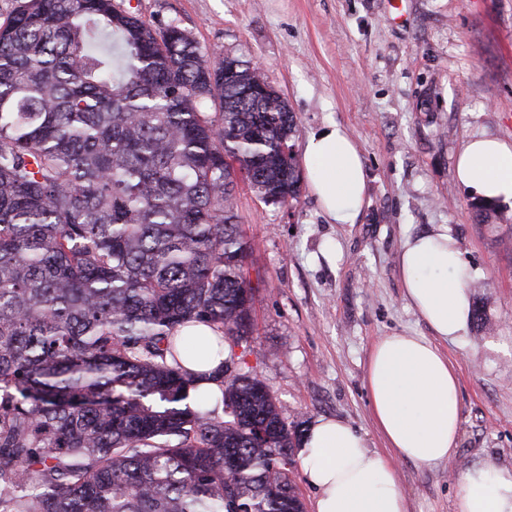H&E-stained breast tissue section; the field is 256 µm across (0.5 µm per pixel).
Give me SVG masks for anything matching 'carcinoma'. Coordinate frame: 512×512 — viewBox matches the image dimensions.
Listing matches in <instances>:
<instances>
[{"label": "carcinoma", "instance_id": "obj_1", "mask_svg": "<svg viewBox=\"0 0 512 512\" xmlns=\"http://www.w3.org/2000/svg\"><path fill=\"white\" fill-rule=\"evenodd\" d=\"M296 132L263 71L226 81L117 0L0 24V512H304L302 423L247 366L234 194L296 199ZM188 320L227 345L218 395L180 364L203 356Z\"/></svg>", "mask_w": 512, "mask_h": 512}]
</instances>
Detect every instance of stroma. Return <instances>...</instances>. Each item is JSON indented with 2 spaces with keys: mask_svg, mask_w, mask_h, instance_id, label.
<instances>
[{
  "mask_svg": "<svg viewBox=\"0 0 512 512\" xmlns=\"http://www.w3.org/2000/svg\"><path fill=\"white\" fill-rule=\"evenodd\" d=\"M154 27L179 26L206 56L259 64L294 113L295 149L335 121L363 153L368 196L354 224H330L307 185L285 206L238 182L245 259L262 281L249 366L288 420L343 419L385 442L364 385L382 336L429 335L398 271L407 235L448 225L467 265L469 324L441 349L456 362L462 412L453 464L396 462L409 512H456L461 472L512 465V201L479 221L454 159L466 135L512 138V0H125Z\"/></svg>",
  "mask_w": 512,
  "mask_h": 512,
  "instance_id": "35a3bbf8",
  "label": "stroma"
}]
</instances>
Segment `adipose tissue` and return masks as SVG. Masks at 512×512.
<instances>
[{"instance_id":"obj_1","label":"adipose tissue","mask_w":512,"mask_h":512,"mask_svg":"<svg viewBox=\"0 0 512 512\" xmlns=\"http://www.w3.org/2000/svg\"><path fill=\"white\" fill-rule=\"evenodd\" d=\"M302 167L328 223H356L368 174L348 130L330 122L309 135ZM454 171L476 197L512 200V139L469 135ZM398 268L404 295L431 335L384 336L370 350L365 386L388 456L370 450L365 436L342 419L321 417L310 425L298 458L314 491L312 512H407L395 461L430 465L455 459L461 434L458 373L438 343L457 342L466 333L465 263L443 225L407 237ZM457 512H512V466L467 468L458 483Z\"/></svg>"}]
</instances>
